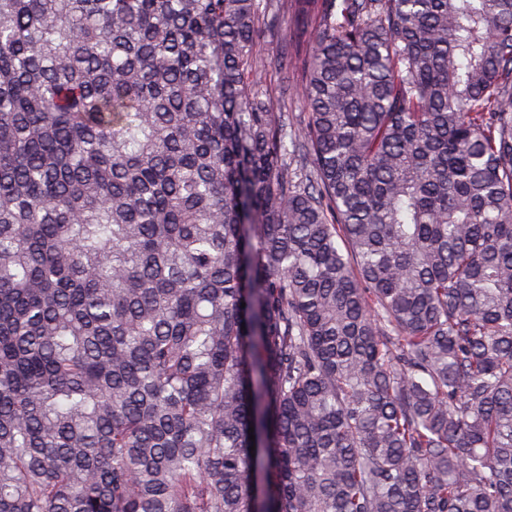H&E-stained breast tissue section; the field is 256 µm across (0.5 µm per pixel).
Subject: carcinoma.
Instances as JSON below:
<instances>
[{"instance_id": "1", "label": "carcinoma", "mask_w": 512, "mask_h": 512, "mask_svg": "<svg viewBox=\"0 0 512 512\" xmlns=\"http://www.w3.org/2000/svg\"><path fill=\"white\" fill-rule=\"evenodd\" d=\"M0 512H512V0H0ZM257 45L263 54L264 67L261 74L262 79L271 87L273 94L278 91L282 80L279 67V55L276 38L270 37L266 28H260L257 34Z\"/></svg>"}]
</instances>
